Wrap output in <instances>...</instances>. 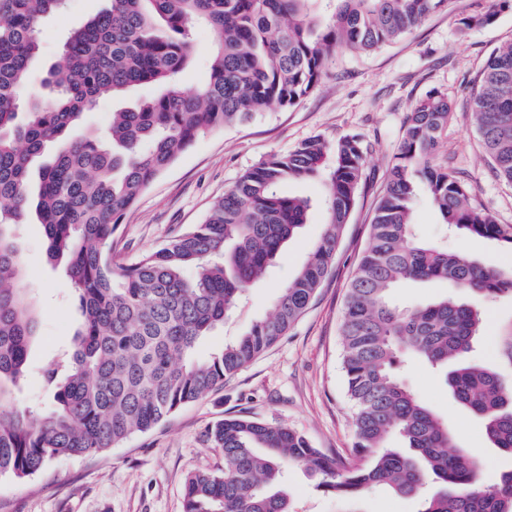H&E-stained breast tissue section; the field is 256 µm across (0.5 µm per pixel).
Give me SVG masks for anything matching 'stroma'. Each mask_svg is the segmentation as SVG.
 <instances>
[{
	"mask_svg": "<svg viewBox=\"0 0 512 512\" xmlns=\"http://www.w3.org/2000/svg\"><path fill=\"white\" fill-rule=\"evenodd\" d=\"M486 0H449L411 33L373 53L337 52L314 90L293 106H274L246 124L229 125L200 137L156 179L124 214L116 230L114 256L129 263L159 247L176 232L201 223L253 165L318 136L336 142L359 136L366 148V182L340 236L336 261L318 295L286 336L248 367L225 379L208 397L183 406L152 430L134 435L109 451L56 460L32 478L0 476V512H182L186 477L196 471L220 473L224 455L210 438L214 425L236 415L304 434L313 447L348 456L354 415L341 368L339 327L346 291L369 238L377 200L394 162L401 130L412 104L438 91L451 104L448 130L438 159L467 185L471 202L496 223L512 225V184L500 180L477 137L470 90L490 54L512 42V6L495 20L468 33L460 18L483 12ZM104 0H70L41 35L37 69L54 63L65 31L102 9ZM415 231L427 241L447 242L449 250L512 266V252L493 242L447 232L426 192L413 205ZM325 216L313 210L308 224L255 284L236 312L200 343L198 356L221 350L272 303L317 243ZM24 268L21 282L37 321L29 351L30 375L15 389L20 403L49 405L38 373L61 349L70 347L80 323L63 265L50 262L43 228L29 219L16 225ZM399 373L420 399L445 419L458 444L482 455L483 477L495 483L512 468V458L489 448L480 422L454 401L442 375L419 361L400 364ZM285 479L294 512H343L344 504L318 485L303 468H288Z\"/></svg>",
	"mask_w": 512,
	"mask_h": 512,
	"instance_id": "35a3bbf8",
	"label": "stroma"
}]
</instances>
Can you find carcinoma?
<instances>
[{
    "label": "carcinoma",
    "mask_w": 512,
    "mask_h": 512,
    "mask_svg": "<svg viewBox=\"0 0 512 512\" xmlns=\"http://www.w3.org/2000/svg\"><path fill=\"white\" fill-rule=\"evenodd\" d=\"M69 0H0V475L26 479L47 463L99 454L203 398L275 343L303 315L329 274L365 174L356 135L316 136L244 172L200 224L121 264L112 236L148 186L208 131L243 124L312 91L341 49L375 51L418 26L447 0H107L71 29L47 71L50 95L29 93L40 33ZM496 13L463 17L466 32ZM216 37L207 83L184 89L193 31ZM138 85L161 91L112 112L102 134L76 135L100 101ZM474 118L494 172L512 184V43L489 58L472 92ZM448 98L416 101L402 127L369 243L346 295L342 370L354 411L352 453L341 464L303 434L246 417L211 430L221 474L186 478L183 512H292L283 482L299 466L349 504L388 487L418 512H512V469L485 483L480 456L396 374L409 356L445 374L453 399L477 419L488 447L512 457V322L494 342L496 365L469 360L484 337L479 300L512 297V270L427 242L413 231L425 188L456 234L512 251V226L472 207L464 183L436 162ZM334 165L322 167L326 156ZM318 178L323 231L270 314L205 359L198 343L224 326L298 230L312 203L283 191ZM35 214L51 261L64 263L81 312L71 349L41 371L53 393L34 415L13 388L28 372L36 320L18 287L13 227ZM195 276H186V270ZM444 283L448 296L399 308L395 288ZM398 437L402 446L392 447Z\"/></svg>",
    "instance_id": "1"
}]
</instances>
